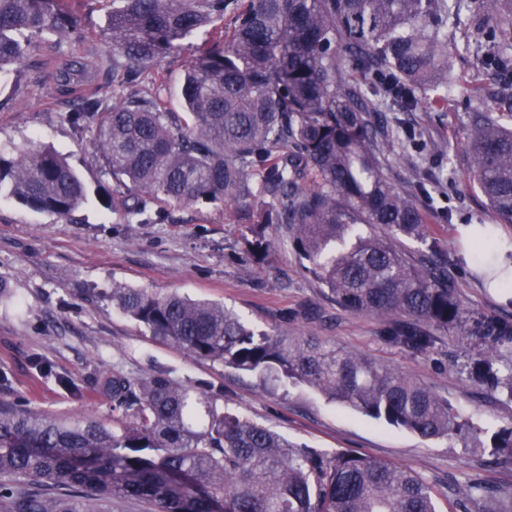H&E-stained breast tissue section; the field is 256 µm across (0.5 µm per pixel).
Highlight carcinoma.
<instances>
[{
    "instance_id": "obj_1",
    "label": "carcinoma",
    "mask_w": 512,
    "mask_h": 512,
    "mask_svg": "<svg viewBox=\"0 0 512 512\" xmlns=\"http://www.w3.org/2000/svg\"><path fill=\"white\" fill-rule=\"evenodd\" d=\"M107 2L106 55H72L54 78L71 99L66 121L95 129L116 183L108 207L148 224L166 220L165 204L232 203L254 259L267 256L269 230L280 233L338 307L378 320L384 340L409 353L450 331L481 342L469 377L512 400V370L499 364L512 317L467 311L421 204L448 168L403 192L385 174L392 152L412 163L429 149L420 129L387 113L447 109L458 82L449 55L466 58L493 77L467 88L493 102L471 116L470 175L512 224V0ZM207 27L210 45L180 85L185 111L170 112L157 58ZM65 36L85 38L51 0H0V73L22 66L31 44ZM2 194L70 222L85 187L65 157L33 145L0 155ZM402 237L426 246L416 262ZM112 304L198 358L309 385L424 439L475 431L431 387L314 336L258 333L220 304L176 293L114 285ZM98 384L112 399L110 428L0 403V512H112L114 498L155 512H437L434 487L412 469L295 445L162 372L103 373ZM494 447L495 464L512 466V427Z\"/></svg>"
}]
</instances>
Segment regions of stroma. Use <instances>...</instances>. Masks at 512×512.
Segmentation results:
<instances>
[{
    "instance_id": "1",
    "label": "stroma",
    "mask_w": 512,
    "mask_h": 512,
    "mask_svg": "<svg viewBox=\"0 0 512 512\" xmlns=\"http://www.w3.org/2000/svg\"><path fill=\"white\" fill-rule=\"evenodd\" d=\"M53 7L88 34L83 42L62 43L58 60L105 53L112 37L105 0H53ZM206 39V32L198 31L156 62L171 111L181 109L180 78ZM452 67L460 81L448 96L447 111L402 116L424 131L435 151L414 168L390 157L385 173L402 190L411 187L422 168L454 160L453 180L431 192L432 208L452 214L451 223L432 226L440 247L456 258L448 274L474 314L512 316V305L499 303L482 288L460 257V225L492 224L496 218L469 176V116L479 104L469 100L467 86L481 75L458 57ZM67 108L52 68L0 75V154L16 156L32 141L52 146L66 155L87 188L72 223L0 198V281L6 285L0 295V374L8 377L0 401L48 417L93 416L108 425L112 402L99 393L96 377L113 370L133 378L162 371L177 384L204 387L217 396L219 406L295 444L327 454L350 450L412 468L437 489L438 512H454L457 502L476 495L482 485L495 488L498 500L512 499V468L491 463V437L512 425V402L469 379L464 365L478 353L476 344L447 338L428 353L414 355L384 341L379 321L346 312L323 296L289 241L275 238L266 261L249 262L246 230L232 206L172 207L165 223H125L98 197L114 181L94 145L93 130H74L64 118ZM116 284L219 303L258 331L315 333L328 346L429 385L478 431L464 440H426L306 385L268 392L256 375L200 360L151 336L113 305ZM305 308L317 310L319 320L300 317Z\"/></svg>"
}]
</instances>
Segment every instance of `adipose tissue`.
Segmentation results:
<instances>
[{
    "label": "adipose tissue",
    "mask_w": 512,
    "mask_h": 512,
    "mask_svg": "<svg viewBox=\"0 0 512 512\" xmlns=\"http://www.w3.org/2000/svg\"><path fill=\"white\" fill-rule=\"evenodd\" d=\"M459 233L476 277L502 302L512 301V237L496 224H464Z\"/></svg>",
    "instance_id": "1"
}]
</instances>
